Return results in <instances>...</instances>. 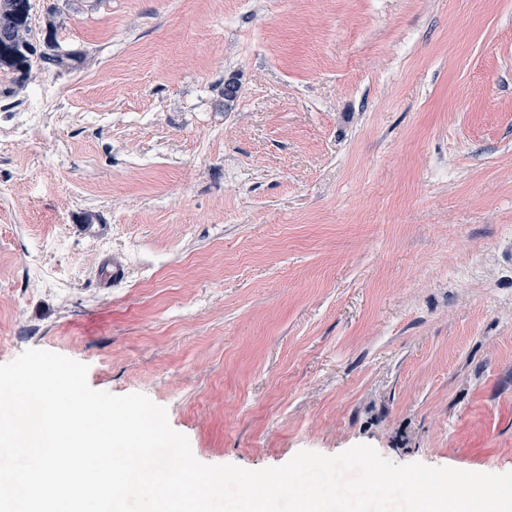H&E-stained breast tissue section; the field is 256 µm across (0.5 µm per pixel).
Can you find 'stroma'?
Segmentation results:
<instances>
[{"label":"stroma","mask_w":512,"mask_h":512,"mask_svg":"<svg viewBox=\"0 0 512 512\" xmlns=\"http://www.w3.org/2000/svg\"><path fill=\"white\" fill-rule=\"evenodd\" d=\"M58 5L87 60L0 73V364L85 363L208 465L512 471V0ZM126 265L117 257L106 255L99 264V284L101 288L115 287L126 278Z\"/></svg>","instance_id":"35a3bbf8"}]
</instances>
